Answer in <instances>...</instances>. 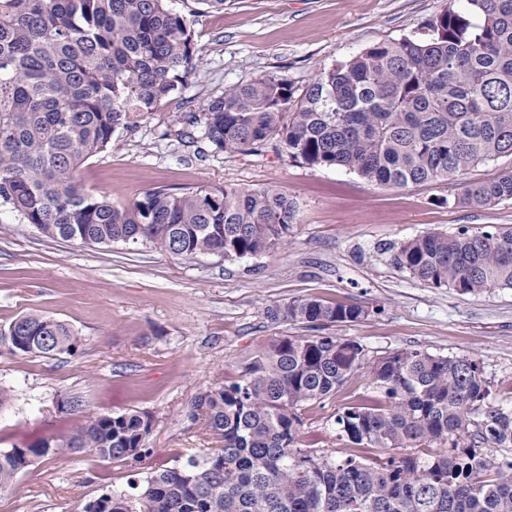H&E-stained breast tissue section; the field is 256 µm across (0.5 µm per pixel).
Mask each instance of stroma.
I'll return each instance as SVG.
<instances>
[{"label":"stroma","instance_id":"stroma-1","mask_svg":"<svg viewBox=\"0 0 512 512\" xmlns=\"http://www.w3.org/2000/svg\"><path fill=\"white\" fill-rule=\"evenodd\" d=\"M168 5L187 20L197 67L153 111L132 113L111 147L82 165L81 183L117 205L154 188L272 189L293 201L297 222L284 245L227 260L143 242L49 239L0 207V328L38 313L82 339L76 353L48 357L11 352L0 339V387L11 395L0 407V451L66 432L78 421L64 409L74 397L91 413L136 410L152 420L142 461L47 454L0 494V512H81L86 501L207 447L195 399L234 379L239 361L269 338L308 335L266 316L267 307L297 298L366 307L359 321L327 333L357 342L369 362L415 348L475 357L491 401L512 405V290L432 288L395 267L390 252L429 232L512 227V201L470 208L457 186L371 184L339 167L308 166L271 143L226 153L204 137L200 119L206 101L260 77L301 96L322 72L377 43L430 38L431 22L447 9L465 11V0H226L214 13L194 0ZM371 393L361 371L336 398L307 405L300 446L337 448V409Z\"/></svg>","mask_w":512,"mask_h":512}]
</instances>
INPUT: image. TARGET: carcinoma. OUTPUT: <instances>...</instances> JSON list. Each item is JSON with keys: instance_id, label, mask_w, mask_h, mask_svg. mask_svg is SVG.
<instances>
[{"instance_id": "1", "label": "carcinoma", "mask_w": 512, "mask_h": 512, "mask_svg": "<svg viewBox=\"0 0 512 512\" xmlns=\"http://www.w3.org/2000/svg\"><path fill=\"white\" fill-rule=\"evenodd\" d=\"M479 16L445 11L433 37L369 47L323 72L298 100L261 77L202 106L204 136L227 153L274 137L311 167L336 166L370 182L452 185L477 163L512 156V0H465ZM196 66L186 19L167 0H0V206L43 235L88 245L145 240L172 255L256 256L297 221L272 190L153 189L127 206L85 190L78 171L151 112ZM462 184V183H460ZM512 200V171L462 184L459 201ZM393 264L435 288L478 295L512 289V228L462 226L392 248ZM367 310L310 296L266 308L273 321L325 329ZM11 351L72 354L70 325L38 313L10 322ZM377 397L341 405L344 447L301 448V411L329 400L359 370ZM202 448L153 472L132 496L114 490L82 512H512V408L490 401V381L468 355L401 350L364 365L363 348L336 336H274L240 362L238 376L199 396ZM68 433L0 452V491L31 458L89 450L140 461L148 415L85 413ZM448 441L453 455L426 447ZM369 448L381 454L364 455ZM406 449L405 456L397 449Z\"/></svg>"}]
</instances>
